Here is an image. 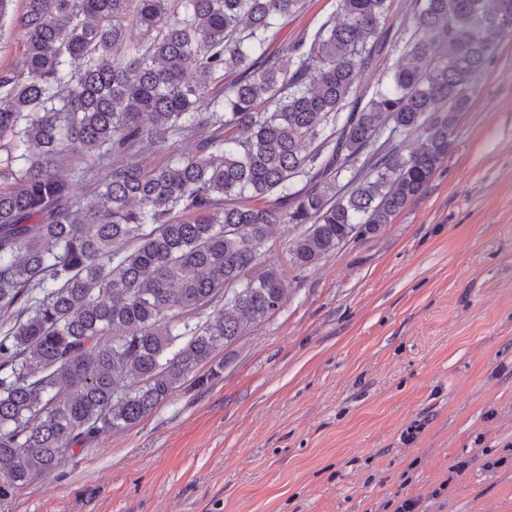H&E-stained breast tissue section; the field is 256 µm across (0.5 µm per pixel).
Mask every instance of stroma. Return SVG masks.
Here are the masks:
<instances>
[{"label": "stroma", "instance_id": "stroma-1", "mask_svg": "<svg viewBox=\"0 0 512 512\" xmlns=\"http://www.w3.org/2000/svg\"><path fill=\"white\" fill-rule=\"evenodd\" d=\"M305 0L291 43L336 17ZM269 262L288 300L130 429L35 480L12 512H512V40L455 145L373 236Z\"/></svg>", "mask_w": 512, "mask_h": 512}]
</instances>
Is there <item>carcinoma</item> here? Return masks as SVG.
I'll return each instance as SVG.
<instances>
[{
	"label": "carcinoma",
	"instance_id": "1",
	"mask_svg": "<svg viewBox=\"0 0 512 512\" xmlns=\"http://www.w3.org/2000/svg\"><path fill=\"white\" fill-rule=\"evenodd\" d=\"M14 2L0 0L25 43L0 72V512L74 447L222 377L217 356L288 298L264 263L272 225L299 228L285 253L306 268L419 197L491 36L512 38V0H413L398 20L392 0H337L340 22L289 45L302 0H133L149 39L125 60L126 0ZM379 68L385 84H357ZM197 129L195 151L170 153ZM141 151L168 158L124 161Z\"/></svg>",
	"mask_w": 512,
	"mask_h": 512
}]
</instances>
